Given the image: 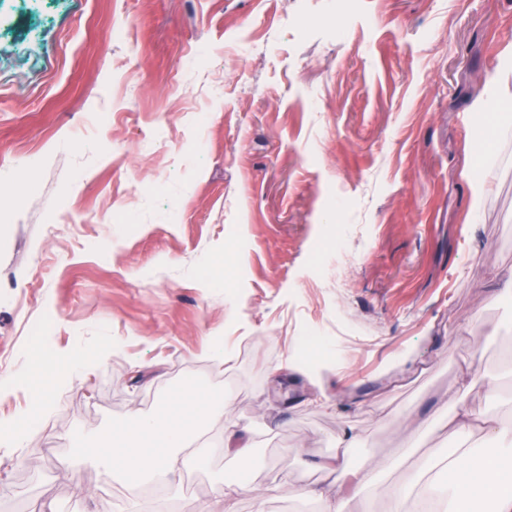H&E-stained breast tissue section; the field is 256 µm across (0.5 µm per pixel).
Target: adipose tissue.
<instances>
[{
	"label": "adipose tissue",
	"mask_w": 512,
	"mask_h": 512,
	"mask_svg": "<svg viewBox=\"0 0 512 512\" xmlns=\"http://www.w3.org/2000/svg\"><path fill=\"white\" fill-rule=\"evenodd\" d=\"M493 390L498 379L478 373L472 366L460 368L455 387L450 391L453 408L448 422L440 426L453 442L443 456L427 457L421 468L402 486H382L370 480L372 472L383 469L380 461L371 462L368 471H347L345 448L321 462L322 470L334 473L335 481L307 489V497L317 499L320 512H374L377 497H385L390 512H407V502L418 487L424 486L426 472L446 468L453 480L446 487L448 512H474L476 499L492 505V512H512V423L488 415L470 401L476 386ZM227 395L197 390L180 392L171 402L151 415L134 414L114 426L105 443L89 448V455L123 480L130 488L155 478L176 483L180 462L196 444L200 426L207 418L220 416ZM488 437L497 444L495 451L475 453L465 446L473 437Z\"/></svg>",
	"instance_id": "1"
}]
</instances>
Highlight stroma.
Returning a JSON list of instances; mask_svg holds the SVG:
<instances>
[{
    "mask_svg": "<svg viewBox=\"0 0 512 512\" xmlns=\"http://www.w3.org/2000/svg\"><path fill=\"white\" fill-rule=\"evenodd\" d=\"M511 50L512 0H0V512H135L79 450L189 386L232 401L181 512L233 468L228 426L264 490L234 512H318L297 491L344 429L385 482L446 447L408 423L447 419L461 366L507 417ZM105 346L30 417L33 349Z\"/></svg>",
    "mask_w": 512,
    "mask_h": 512,
    "instance_id": "35a3bbf8",
    "label": "stroma"
}]
</instances>
